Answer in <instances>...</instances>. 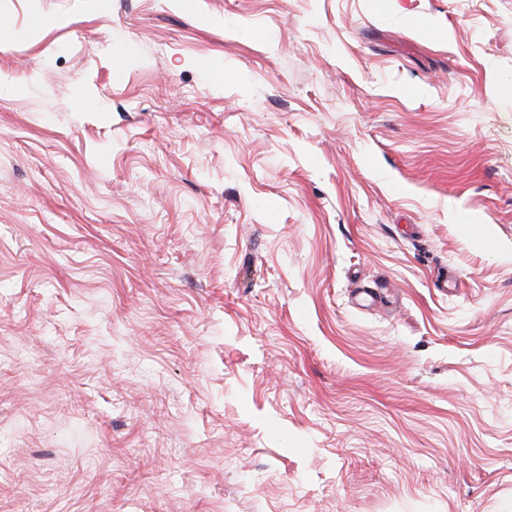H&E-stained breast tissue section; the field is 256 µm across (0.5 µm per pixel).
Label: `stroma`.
Returning <instances> with one entry per match:
<instances>
[{
	"label": "stroma",
	"mask_w": 512,
	"mask_h": 512,
	"mask_svg": "<svg viewBox=\"0 0 512 512\" xmlns=\"http://www.w3.org/2000/svg\"><path fill=\"white\" fill-rule=\"evenodd\" d=\"M0 75V512H512V0H0Z\"/></svg>",
	"instance_id": "obj_1"
}]
</instances>
